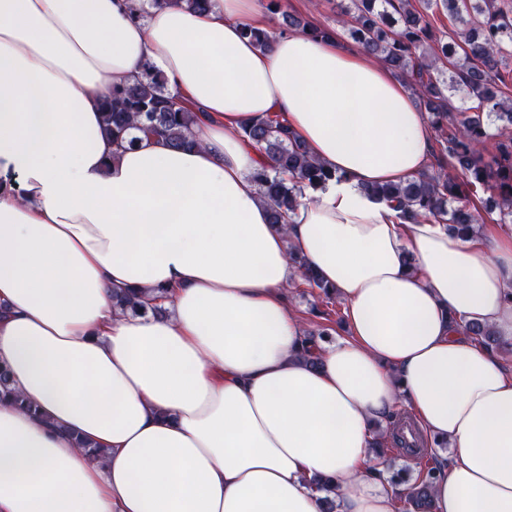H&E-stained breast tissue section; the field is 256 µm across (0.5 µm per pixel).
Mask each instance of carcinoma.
I'll return each mask as SVG.
<instances>
[{
  "label": "carcinoma",
  "mask_w": 512,
  "mask_h": 512,
  "mask_svg": "<svg viewBox=\"0 0 512 512\" xmlns=\"http://www.w3.org/2000/svg\"><path fill=\"white\" fill-rule=\"evenodd\" d=\"M441 7L455 25L456 38L440 42L433 38L429 15L413 0H348L341 14L351 19L350 38L370 57L407 81L419 105L432 117L441 135L442 157L432 176L373 186V194L401 205L410 219L437 217L452 229L476 228L474 211L462 203L461 183L449 174L459 171L469 186L495 181L498 199L491 207L500 211L503 224L512 222V137L498 144L497 153L486 161L478 147L490 137L491 126L501 121L512 125V96L502 72L512 66V9L505 11L498 0H420ZM282 31H300L314 37L327 30L314 27L295 15H285ZM464 92L475 105L456 113L449 93ZM103 124L112 142H134L133 133L159 137L175 148L194 144L192 129L197 115L177 104L167 93L165 81L151 72L132 84L112 89L103 107ZM247 140L257 144L269 165L254 176L260 196L270 206L271 223H283L305 190L325 182L331 173L311 160L288 127L268 118L243 127ZM114 306L138 313L145 309L135 293L113 294ZM488 348L497 344L496 334L476 324L465 326ZM0 393L30 413L37 408L11 387L8 371L0 366ZM441 466L422 470L412 488L411 500L421 509Z\"/></svg>",
  "instance_id": "obj_1"
}]
</instances>
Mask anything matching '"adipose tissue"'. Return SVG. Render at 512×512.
Here are the masks:
<instances>
[{
	"instance_id": "adipose-tissue-1",
	"label": "adipose tissue",
	"mask_w": 512,
	"mask_h": 512,
	"mask_svg": "<svg viewBox=\"0 0 512 512\" xmlns=\"http://www.w3.org/2000/svg\"><path fill=\"white\" fill-rule=\"evenodd\" d=\"M249 25L255 0H0V366L37 408L0 398V512H398L369 445L399 407L449 446L429 512H512V370L465 331L512 339V239L370 193L434 143L391 70ZM146 71L198 113L194 146L113 145L103 105ZM273 114L336 174L279 225L241 131ZM295 254L349 330L314 366Z\"/></svg>"
}]
</instances>
